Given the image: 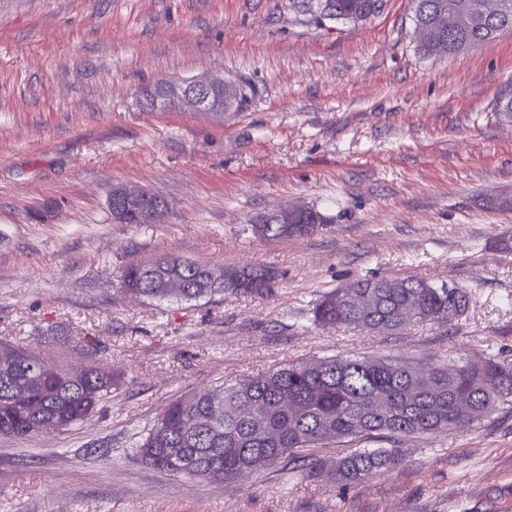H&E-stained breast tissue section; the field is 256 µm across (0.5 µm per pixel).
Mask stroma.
Instances as JSON below:
<instances>
[{
  "instance_id": "obj_1",
  "label": "stroma",
  "mask_w": 512,
  "mask_h": 512,
  "mask_svg": "<svg viewBox=\"0 0 512 512\" xmlns=\"http://www.w3.org/2000/svg\"><path fill=\"white\" fill-rule=\"evenodd\" d=\"M413 0L316 25L289 0H0V340L117 381L81 425L0 435V512H512V411L400 437L396 469L353 487L351 449L232 481L154 469L135 442L181 396L323 356L430 369L512 362V32L430 58ZM211 74L237 112L147 110L142 87ZM115 184L161 196L154 224H116ZM303 203L309 237L261 239L252 216ZM175 255L263 263L271 293L156 303L117 270ZM367 276L467 289L468 311L394 333L325 329V292Z\"/></svg>"
}]
</instances>
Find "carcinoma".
<instances>
[{
	"label": "carcinoma",
	"mask_w": 512,
	"mask_h": 512,
	"mask_svg": "<svg viewBox=\"0 0 512 512\" xmlns=\"http://www.w3.org/2000/svg\"><path fill=\"white\" fill-rule=\"evenodd\" d=\"M328 12H313L314 22H365L381 9L379 0H324ZM413 22L419 50L427 57L452 55L512 30V0H414ZM167 80L141 92L147 108L172 107L165 96ZM324 224L308 208L287 224H258L248 230L259 238L307 237ZM273 268L238 266L236 280L224 282V268L173 255L129 262L118 270V285L136 298L207 301L228 294L262 295L273 287ZM179 284V292L172 285ZM353 291L358 304L345 301ZM337 288L315 305L313 317L322 327L347 326L367 331H395L409 324L448 320V298L464 315L469 295L459 288L436 286L416 278H362L352 289ZM112 370L94 366L80 375L31 351L0 344V434L27 437L48 423L67 431L91 415L112 390ZM31 388L30 401L16 399L15 386ZM467 393L473 411L454 406ZM294 411L281 407L283 399ZM512 406V363L491 357L424 371L406 361L382 358L325 357L289 363L255 377L194 393L159 414L137 442L141 460L158 470L191 477L213 470L211 480L230 474L259 473L299 452L325 442L371 437L395 438L438 434L473 425ZM401 448L352 450L336 463L334 475L344 484H363L397 466Z\"/></svg>",
	"instance_id": "1"
}]
</instances>
